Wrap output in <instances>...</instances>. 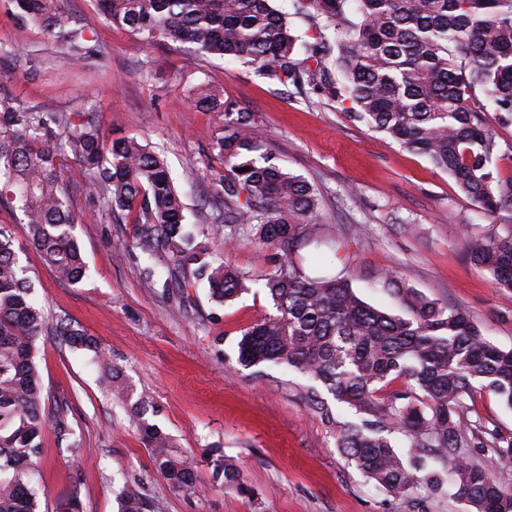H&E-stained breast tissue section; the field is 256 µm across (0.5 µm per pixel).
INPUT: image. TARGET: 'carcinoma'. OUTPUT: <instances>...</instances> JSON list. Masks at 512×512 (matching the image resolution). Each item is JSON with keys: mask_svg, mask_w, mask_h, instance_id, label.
<instances>
[{"mask_svg": "<svg viewBox=\"0 0 512 512\" xmlns=\"http://www.w3.org/2000/svg\"><path fill=\"white\" fill-rule=\"evenodd\" d=\"M112 26L153 42L190 44L213 57L243 59L276 83L308 86L407 150L425 157L489 216L512 211V178L486 113L512 121V0H293L319 40L297 58L301 37L272 0H98ZM15 16L62 39L76 61L105 60L86 43L93 23L61 10L59 0H11ZM195 108L224 113L225 134L209 149L211 193L197 222L164 157L135 138L107 144L86 109L56 112L24 106L0 91V207L20 212L31 246L58 279L77 285L87 266L75 234L80 216L63 169L86 177L89 202L132 218L134 241L125 255L147 283L163 292L205 284L227 304L250 278L218 249L245 225L274 250L264 287L275 312L246 328L237 343L243 367L283 365L313 382L309 406L336 426L337 447L381 489L406 497L422 488L468 503L472 512H512V489L472 449L512 463V437L482 419L464 421L476 386L512 408V349L492 344L460 308L430 300L392 273L377 277L401 314L363 301L340 272L309 273L311 250L325 244L313 218L318 197L304 178L273 162L249 112L212 88ZM245 172L240 173L238 169ZM463 253L512 296V233L466 236ZM19 265L11 235L0 228V512H40L31 465L47 425L36 341L46 329ZM55 335L75 348L92 341L60 322ZM104 389L129 413L160 474L177 490L196 480L171 437L146 417L149 398L135 394L112 362L98 361ZM394 380L400 389H387ZM350 412L339 421L325 396ZM54 431L61 448L81 442L61 414ZM408 441L396 449L393 435ZM213 478L238 480L233 465L215 462ZM119 512H151L140 484L125 485Z\"/></svg>", "mask_w": 512, "mask_h": 512, "instance_id": "1", "label": "carcinoma"}]
</instances>
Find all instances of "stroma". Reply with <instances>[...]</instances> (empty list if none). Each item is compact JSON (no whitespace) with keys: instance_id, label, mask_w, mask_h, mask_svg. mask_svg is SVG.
Returning <instances> with one entry per match:
<instances>
[{"instance_id":"35a3bbf8","label":"stroma","mask_w":512,"mask_h":512,"mask_svg":"<svg viewBox=\"0 0 512 512\" xmlns=\"http://www.w3.org/2000/svg\"><path fill=\"white\" fill-rule=\"evenodd\" d=\"M86 37L105 53V66L72 63L39 27L16 19L10 0H0V85L26 106L93 108L105 140L133 136L161 151L192 209L208 180L186 184L183 171L205 168L211 140L224 131L223 113L198 111L192 98L204 86L223 87L225 101L251 113L276 163L315 189L327 240L319 268L344 271L362 300L395 313V300L374 285L380 273L393 272L428 298L463 309L495 345L512 349V299L462 250L463 230L511 232V212L487 217L446 172L310 88L271 82L244 61L205 57L187 44H146L103 22ZM76 209L88 264L78 285L58 281L43 265L18 214L0 208V228L13 237L48 326L64 320L96 340L127 384L149 396L150 421L188 455L196 481L191 491L172 489L128 412L103 396L92 352L48 333L36 358L45 397L81 446L60 448L54 431L46 432L36 475L40 512H58L73 492L83 512H118L124 483L134 481L154 512H470L445 492L424 490L411 501L375 487L309 407L307 379L238 363L243 330L273 311L263 285L273 251L249 230L222 247L250 275L248 291L220 306L201 285L184 306L146 283L135 260L120 257L134 236L130 219L110 218L81 195ZM215 452L238 470L240 486L213 480Z\"/></svg>"}]
</instances>
